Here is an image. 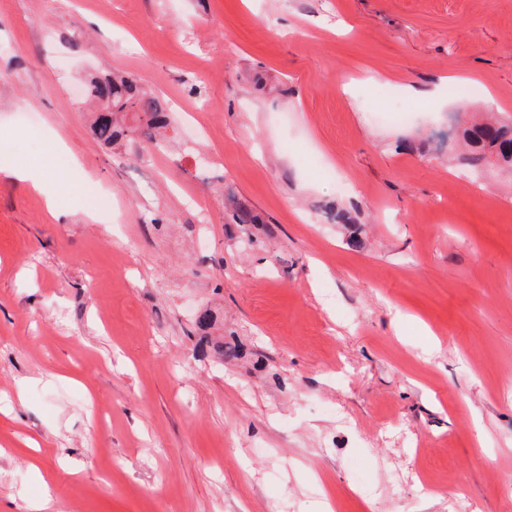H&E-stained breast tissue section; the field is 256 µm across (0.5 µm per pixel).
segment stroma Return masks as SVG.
I'll use <instances>...</instances> for the list:
<instances>
[{
    "mask_svg": "<svg viewBox=\"0 0 512 512\" xmlns=\"http://www.w3.org/2000/svg\"><path fill=\"white\" fill-rule=\"evenodd\" d=\"M112 73L163 151L94 137ZM461 84L512 123V0H0V138L59 209L0 159V512H512V168L445 142ZM90 95L95 113L92 130L100 141L112 145L124 137L137 136L160 150L170 141L172 126L166 107L133 79L116 75L93 79ZM102 101L108 112L100 111ZM12 175L21 181L30 183L33 189L42 193L46 198L48 208L58 215L55 193L47 186L42 171L36 168H21L12 171Z\"/></svg>",
    "mask_w": 512,
    "mask_h": 512,
    "instance_id": "stroma-1",
    "label": "stroma"
}]
</instances>
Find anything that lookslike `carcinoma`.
I'll return each instance as SVG.
<instances>
[{
  "mask_svg": "<svg viewBox=\"0 0 512 512\" xmlns=\"http://www.w3.org/2000/svg\"><path fill=\"white\" fill-rule=\"evenodd\" d=\"M91 104L94 109L92 130L102 142L112 144L123 138L137 136L157 149L170 141L171 128L166 107L159 97L144 91L136 81L112 76L90 82ZM106 102L109 111L99 109ZM467 152L462 163L474 170L494 162L512 167V125L475 124L462 132ZM221 360L232 363L244 358L237 343L217 345Z\"/></svg>",
  "mask_w": 512,
  "mask_h": 512,
  "instance_id": "obj_1",
  "label": "carcinoma"
}]
</instances>
